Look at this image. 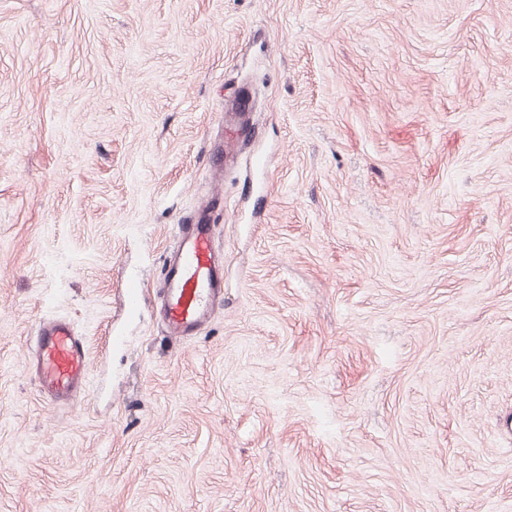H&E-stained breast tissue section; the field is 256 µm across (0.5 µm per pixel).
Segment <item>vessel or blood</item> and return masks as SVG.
<instances>
[{
    "label": "vessel or blood",
    "instance_id": "b4317fda",
    "mask_svg": "<svg viewBox=\"0 0 512 512\" xmlns=\"http://www.w3.org/2000/svg\"><path fill=\"white\" fill-rule=\"evenodd\" d=\"M223 286L213 225L200 219L176 225L162 292L163 320L172 335H193L210 318ZM35 357V377L50 403H73L81 398L92 365L86 345L70 323L39 322Z\"/></svg>",
    "mask_w": 512,
    "mask_h": 512
}]
</instances>
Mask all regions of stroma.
<instances>
[{
  "mask_svg": "<svg viewBox=\"0 0 512 512\" xmlns=\"http://www.w3.org/2000/svg\"><path fill=\"white\" fill-rule=\"evenodd\" d=\"M0 512H512V0H0ZM222 288L213 224L200 215L196 222L176 225L162 292L163 320L172 335L192 336L210 318ZM35 357V377L40 392L50 403H75L81 398L92 365L86 345L70 323L40 321Z\"/></svg>",
  "mask_w": 512,
  "mask_h": 512,
  "instance_id": "1",
  "label": "stroma"
}]
</instances>
